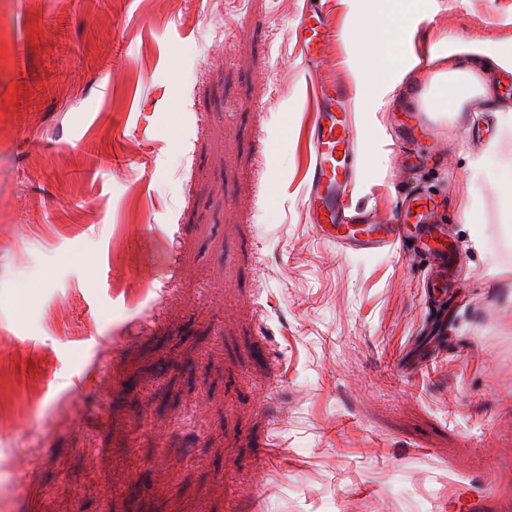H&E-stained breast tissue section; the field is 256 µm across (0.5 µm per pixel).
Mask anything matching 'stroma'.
<instances>
[{
    "instance_id": "obj_1",
    "label": "stroma",
    "mask_w": 512,
    "mask_h": 512,
    "mask_svg": "<svg viewBox=\"0 0 512 512\" xmlns=\"http://www.w3.org/2000/svg\"><path fill=\"white\" fill-rule=\"evenodd\" d=\"M305 3L0 0V512H512V212L473 177L488 143L512 162V127L479 100L429 118L456 339L400 372L422 264L307 219ZM390 4L333 0L316 75L354 94L366 59H397L355 115L351 206L383 212L394 142L427 148L418 57L512 45V0H418L383 40L344 39ZM148 224L175 233L173 270ZM149 271L176 282L158 304ZM96 365L102 385L74 384ZM146 239L153 254L155 263L160 266L169 265L173 260L172 248L166 234L155 232L150 225H146Z\"/></svg>"
}]
</instances>
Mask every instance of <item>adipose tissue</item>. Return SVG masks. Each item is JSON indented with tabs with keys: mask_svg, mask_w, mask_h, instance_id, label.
Returning a JSON list of instances; mask_svg holds the SVG:
<instances>
[{
	"mask_svg": "<svg viewBox=\"0 0 512 512\" xmlns=\"http://www.w3.org/2000/svg\"><path fill=\"white\" fill-rule=\"evenodd\" d=\"M448 69L437 71L422 101L430 112H460L473 99L495 104L500 89L496 71L512 72V47L489 50L481 45L450 41Z\"/></svg>",
	"mask_w": 512,
	"mask_h": 512,
	"instance_id": "adipose-tissue-1",
	"label": "adipose tissue"
}]
</instances>
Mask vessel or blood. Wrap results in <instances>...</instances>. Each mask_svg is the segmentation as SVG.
Segmentation results:
<instances>
[{"instance_id":"b4317fda","label":"vessel or blood","mask_w":512,"mask_h":512,"mask_svg":"<svg viewBox=\"0 0 512 512\" xmlns=\"http://www.w3.org/2000/svg\"><path fill=\"white\" fill-rule=\"evenodd\" d=\"M333 37L330 14L324 5L310 6L295 29L299 53L316 72L323 51ZM307 93L315 104V120L308 136L309 163L305 172V208L316 232L338 250L375 254L412 241V251L424 262L437 287H445L451 246L445 225L435 214L436 201L421 184L402 212L379 219L375 212H353L350 197L358 154L354 112L344 86H322L311 77ZM149 248L157 265L173 260L166 234L146 230ZM448 314L430 317L422 336L416 337L399 360L401 370L414 371L438 359L446 350Z\"/></svg>"}]
</instances>
